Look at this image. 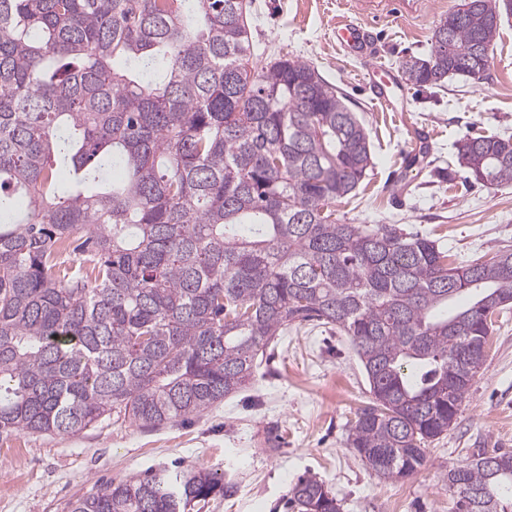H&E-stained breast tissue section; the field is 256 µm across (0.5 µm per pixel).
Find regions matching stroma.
I'll return each instance as SVG.
<instances>
[{
  "label": "stroma",
  "mask_w": 512,
  "mask_h": 512,
  "mask_svg": "<svg viewBox=\"0 0 512 512\" xmlns=\"http://www.w3.org/2000/svg\"><path fill=\"white\" fill-rule=\"evenodd\" d=\"M352 0H253L247 9L254 60L286 54L314 65L343 94L366 127L373 166L336 205L346 224H399L437 239L452 259L512 249V184L485 186L461 171L455 148L464 135L512 137V15L503 16L481 82L453 76L443 87L404 84L405 109L388 112L363 80L366 61L336 44L334 27ZM371 18L379 58L399 69L424 55L436 26L457 0H431L406 18L399 0ZM431 149L412 166L415 131ZM450 167L441 180L435 167ZM246 391L200 417L144 429L107 419L72 435L21 433L0 438V512H66L69 501L148 471L205 469L235 484L203 512H284L302 475L323 481L342 512H453L443 479L478 451H512V308L495 320L481 370L447 434L430 444L426 465L401 481L376 477L347 437L369 386L348 336L333 327L290 328L271 348Z\"/></svg>",
  "instance_id": "obj_1"
}]
</instances>
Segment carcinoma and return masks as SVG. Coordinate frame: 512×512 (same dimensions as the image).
I'll use <instances>...</instances> for the list:
<instances>
[{
	"mask_svg": "<svg viewBox=\"0 0 512 512\" xmlns=\"http://www.w3.org/2000/svg\"><path fill=\"white\" fill-rule=\"evenodd\" d=\"M505 0H460L405 80H482ZM469 177L512 183V137L463 136ZM373 165L318 69L253 62L243 0H0V436L199 417L298 322L349 336L373 404L349 433L399 481L456 420L512 249L453 263L397 224H338ZM454 512H512V453L444 476ZM235 485L148 473L69 512H191ZM287 504L342 512L314 477Z\"/></svg>",
	"mask_w": 512,
	"mask_h": 512,
	"instance_id": "1",
	"label": "carcinoma"
}]
</instances>
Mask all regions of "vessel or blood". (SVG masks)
Wrapping results in <instances>:
<instances>
[{"label": "vessel or blood", "mask_w": 512, "mask_h": 512, "mask_svg": "<svg viewBox=\"0 0 512 512\" xmlns=\"http://www.w3.org/2000/svg\"><path fill=\"white\" fill-rule=\"evenodd\" d=\"M385 9L386 0H354L352 10L356 19L337 26L336 39L367 58L365 71L373 97L385 109L395 112L399 109L395 95L398 81L391 68L375 58L372 33L368 24L369 18L383 14Z\"/></svg>", "instance_id": "obj_1"}]
</instances>
